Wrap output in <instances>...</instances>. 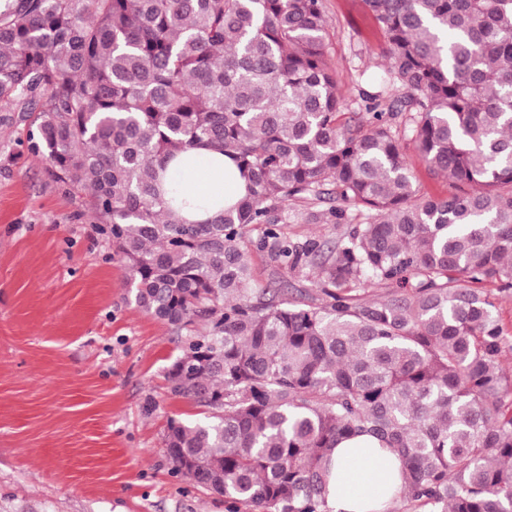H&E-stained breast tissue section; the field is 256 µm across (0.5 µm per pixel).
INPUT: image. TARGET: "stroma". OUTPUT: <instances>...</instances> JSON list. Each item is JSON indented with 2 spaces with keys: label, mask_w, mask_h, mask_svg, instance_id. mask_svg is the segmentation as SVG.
I'll use <instances>...</instances> for the list:
<instances>
[{
  "label": "stroma",
  "mask_w": 512,
  "mask_h": 512,
  "mask_svg": "<svg viewBox=\"0 0 512 512\" xmlns=\"http://www.w3.org/2000/svg\"><path fill=\"white\" fill-rule=\"evenodd\" d=\"M323 5L346 113L365 115L384 39L364 0ZM27 134L0 108V512H225L173 474L164 444L170 419L201 413L165 379L178 333L135 305L88 196L30 157ZM325 209L289 205V236L337 239Z\"/></svg>",
  "instance_id": "stroma-1"
}]
</instances>
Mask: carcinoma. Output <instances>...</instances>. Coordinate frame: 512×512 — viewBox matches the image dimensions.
Instances as JSON below:
<instances>
[{
	"label": "carcinoma",
	"mask_w": 512,
	"mask_h": 512,
	"mask_svg": "<svg viewBox=\"0 0 512 512\" xmlns=\"http://www.w3.org/2000/svg\"><path fill=\"white\" fill-rule=\"evenodd\" d=\"M387 46L370 117L342 121L322 0H0V106L28 152L89 194L134 302L174 326L175 473L225 512H333L331 455L368 435L404 467L412 512H512V0H365ZM431 172L420 197L393 126ZM224 152L245 194L186 223L163 187L181 152ZM368 212L333 242L288 236V205ZM262 229L258 244L250 227ZM317 270L313 287L257 288ZM484 288L490 294L491 300L496 306L495 313L504 327L507 336H512V296H505L499 293L491 285H487Z\"/></svg>",
	"instance_id": "1"
}]
</instances>
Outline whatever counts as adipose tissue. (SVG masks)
Listing matches in <instances>:
<instances>
[{
    "mask_svg": "<svg viewBox=\"0 0 512 512\" xmlns=\"http://www.w3.org/2000/svg\"><path fill=\"white\" fill-rule=\"evenodd\" d=\"M166 179L198 204L181 210L189 221L211 217L217 204H233L243 195L244 186L225 171L222 152L195 149L187 152L186 162L170 166ZM335 478L329 486L333 512H382L390 505V488L400 480V463L396 454L379 447L368 436L343 441L335 449Z\"/></svg>",
    "mask_w": 512,
    "mask_h": 512,
    "instance_id": "1",
    "label": "adipose tissue"
}]
</instances>
